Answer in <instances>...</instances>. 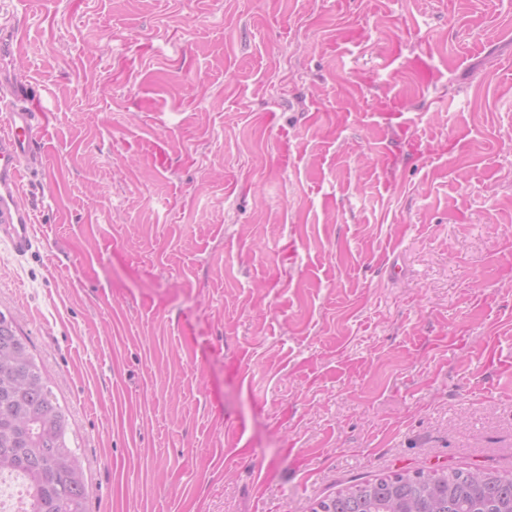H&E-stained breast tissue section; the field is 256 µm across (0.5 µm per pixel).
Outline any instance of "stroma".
Returning <instances> with one entry per match:
<instances>
[{
	"label": "stroma",
	"mask_w": 512,
	"mask_h": 512,
	"mask_svg": "<svg viewBox=\"0 0 512 512\" xmlns=\"http://www.w3.org/2000/svg\"><path fill=\"white\" fill-rule=\"evenodd\" d=\"M49 109L0 242L88 512L512 470V0H0Z\"/></svg>",
	"instance_id": "35a3bbf8"
}]
</instances>
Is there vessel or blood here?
<instances>
[{
    "label": "vessel or blood",
    "instance_id": "vessel-or-blood-1",
    "mask_svg": "<svg viewBox=\"0 0 512 512\" xmlns=\"http://www.w3.org/2000/svg\"><path fill=\"white\" fill-rule=\"evenodd\" d=\"M43 110L28 99L24 80L0 71V240L21 256L36 239L35 215L23 201V174L37 157Z\"/></svg>",
    "mask_w": 512,
    "mask_h": 512
}]
</instances>
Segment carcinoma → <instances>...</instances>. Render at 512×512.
I'll list each match as a JSON object with an SVG mask.
<instances>
[{"instance_id":"carcinoma-1","label":"carcinoma","mask_w":512,"mask_h":512,"mask_svg":"<svg viewBox=\"0 0 512 512\" xmlns=\"http://www.w3.org/2000/svg\"><path fill=\"white\" fill-rule=\"evenodd\" d=\"M53 397L13 317L0 311V471L21 474L30 512H87L85 476ZM312 512H512V471L403 470L354 482Z\"/></svg>"}]
</instances>
